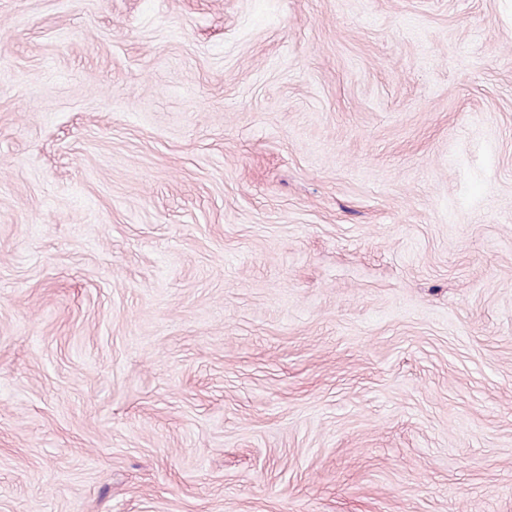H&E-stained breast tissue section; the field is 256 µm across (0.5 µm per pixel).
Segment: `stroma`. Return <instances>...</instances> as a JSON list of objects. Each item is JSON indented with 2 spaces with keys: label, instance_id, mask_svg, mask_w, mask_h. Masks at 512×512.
<instances>
[{
  "label": "stroma",
  "instance_id": "1",
  "mask_svg": "<svg viewBox=\"0 0 512 512\" xmlns=\"http://www.w3.org/2000/svg\"><path fill=\"white\" fill-rule=\"evenodd\" d=\"M0 512H512V0H0Z\"/></svg>",
  "mask_w": 512,
  "mask_h": 512
}]
</instances>
